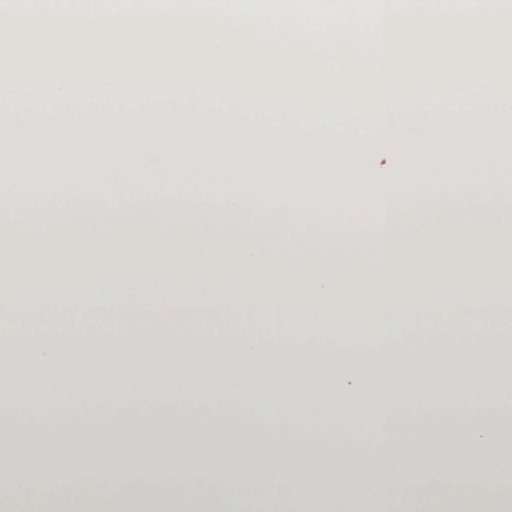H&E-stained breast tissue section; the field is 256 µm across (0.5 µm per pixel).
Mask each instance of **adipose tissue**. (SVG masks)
<instances>
[{"label": "adipose tissue", "mask_w": 512, "mask_h": 512, "mask_svg": "<svg viewBox=\"0 0 512 512\" xmlns=\"http://www.w3.org/2000/svg\"><path fill=\"white\" fill-rule=\"evenodd\" d=\"M47 186L41 204L27 180L0 193V369L16 375L0 410L50 403L60 382L77 399L153 410L134 426L0 428V443L51 446L48 477L116 484L100 499L54 496V512H459L457 499L402 493L449 484L488 449L512 447L510 421L487 419L464 443L453 425L409 417L442 395L512 385L496 364L512 335L497 291L512 282V256L462 262L439 248L453 234L512 238V200L497 183L438 200L393 183L203 180L196 194L149 180L141 195L111 180L91 203L82 181L62 199L59 181ZM330 210L372 229L375 259L336 263L306 248ZM88 307L112 317L111 331L84 319ZM375 348L386 359L364 368ZM216 389L280 422L319 417L323 429L300 450L230 417L215 430L171 415L175 400ZM381 401L390 453L327 450L326 426L350 438L353 413ZM173 470L193 482L170 491Z\"/></svg>", "instance_id": "1"}]
</instances>
